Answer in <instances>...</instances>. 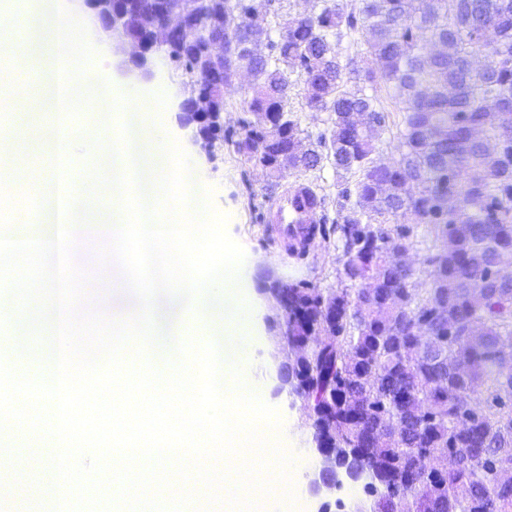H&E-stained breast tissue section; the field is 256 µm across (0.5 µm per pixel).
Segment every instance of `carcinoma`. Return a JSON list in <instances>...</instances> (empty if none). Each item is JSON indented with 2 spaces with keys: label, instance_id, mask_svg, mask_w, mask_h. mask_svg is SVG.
<instances>
[{
  "label": "carcinoma",
  "instance_id": "carcinoma-1",
  "mask_svg": "<svg viewBox=\"0 0 512 512\" xmlns=\"http://www.w3.org/2000/svg\"><path fill=\"white\" fill-rule=\"evenodd\" d=\"M275 1L283 2L209 0L194 27L199 0H182L175 13L158 12L157 0L114 6L128 14L129 39L143 38L141 16L165 30L175 71L209 98L207 138L224 92L241 68L251 71L243 110L254 120L228 142L266 171L270 191L286 166L306 173L326 161L345 180L333 219L307 182L316 209L304 240L288 243L300 259L308 242L336 235L340 287L275 280L273 310L288 348H307L288 375L312 406L313 427L328 447L357 449V465L381 481L353 512H512V478L496 469L512 437V280L496 277L512 266V0H318L288 27ZM256 14L271 17L266 28H252ZM208 27L223 53L207 50ZM358 33L367 56L341 59L343 40ZM474 53L483 68L470 65ZM352 79L359 87L349 92ZM381 84L391 110L376 94ZM296 87L301 108L330 113L308 144L289 106ZM386 132L399 156L378 166ZM449 193L459 197L452 211L442 205ZM415 224L454 242L424 259L423 289L416 267L388 260L389 250L413 247ZM420 321L428 345L415 334ZM450 452L461 466L439 471Z\"/></svg>",
  "mask_w": 512,
  "mask_h": 512
}]
</instances>
